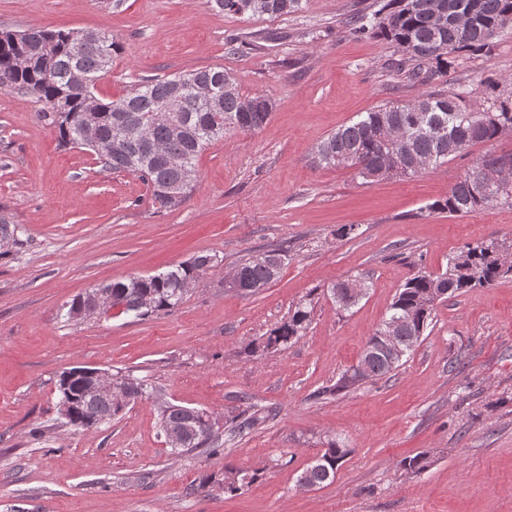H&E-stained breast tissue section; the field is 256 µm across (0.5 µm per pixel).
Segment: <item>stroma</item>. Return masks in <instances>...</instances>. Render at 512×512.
Segmentation results:
<instances>
[{
	"label": "stroma",
	"instance_id": "stroma-1",
	"mask_svg": "<svg viewBox=\"0 0 512 512\" xmlns=\"http://www.w3.org/2000/svg\"><path fill=\"white\" fill-rule=\"evenodd\" d=\"M377 8L307 0L288 17L240 18L207 0H0V32L111 35L118 50L101 97L221 67L242 94L274 104L261 129L207 147L187 200L160 209L138 176L62 144L37 120L39 103L0 90V215L19 238L0 257V512H512V277L438 303L391 376L330 391L406 278L442 272L449 255L481 240L512 245L511 205L466 216L427 209L478 157L512 153V132L407 178L367 182L313 165L336 129L426 88L390 68L393 44L350 26ZM242 35L256 45L229 52ZM492 79L511 100L512 25L491 53L455 55L446 82L428 88H464L479 112ZM345 224L354 234L338 237ZM277 246L288 263L276 281L252 295L225 287L242 259ZM199 253L218 263L171 313L63 315L92 288ZM346 279L368 289L344 310L330 288ZM300 304L310 324L297 341L248 353ZM79 366L145 379L154 397L96 431L61 425L57 383ZM168 404L207 410L222 429L250 406L263 417L217 454H177L159 432ZM335 439L350 453L334 481L300 488L302 470ZM419 454L426 470L401 467ZM228 466L257 475L232 498L219 489Z\"/></svg>",
	"mask_w": 512,
	"mask_h": 512
}]
</instances>
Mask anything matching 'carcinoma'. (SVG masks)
<instances>
[{
	"label": "carcinoma",
	"instance_id": "1",
	"mask_svg": "<svg viewBox=\"0 0 512 512\" xmlns=\"http://www.w3.org/2000/svg\"><path fill=\"white\" fill-rule=\"evenodd\" d=\"M304 0H210L217 12L227 16L283 17L301 10ZM474 12L476 24L466 29L448 12ZM512 23V0H386L372 15L350 18L358 32H370L397 48L395 67L409 77L428 80L448 75V58L459 52L490 53L498 30ZM78 30L30 29L0 33V89L18 90L44 105L39 118L48 122L65 144L87 147V130L96 131L110 142L100 156L103 167L135 174L152 188L151 200L160 209L180 205L189 196L174 200L163 192L180 177L179 166L196 168L201 153L228 133L254 132L272 114V103L263 96L240 94L234 77L224 69L205 68L189 73L140 80L115 99L95 95L97 82L112 67L117 45L112 37L97 32L94 39L79 40ZM467 92L450 94L423 92L405 103L385 104L358 115V119L330 134L315 149V163L334 168H353L365 180L391 176L394 158L414 175L418 163L436 168L448 157L476 144L492 143L506 131L512 132V105L495 96L489 106L473 112L466 103ZM512 161L511 154H486L450 188L448 195L427 206L431 212L466 215L496 204L478 190L487 173ZM503 246L497 241L470 244L448 257L445 271L420 272L406 280L394 298L388 315L368 337L361 363L363 371L346 370L334 391L341 392L365 379H381L406 363V358L423 336L435 306L442 299L471 288L490 287L512 277ZM215 256H194L173 269L149 276L115 279L105 285L116 314L137 317L175 310L186 296L187 282H195L215 267ZM288 251L270 249L263 257L252 256L234 270L243 294H254L281 273ZM351 288L367 290L362 281L347 279L330 289L336 305L348 309L359 297L348 296ZM310 312L298 306L288 321L272 330L262 344L249 347L251 355H262L288 344L306 330ZM400 337L401 354L390 358L372 351L374 340L387 330ZM123 396L91 390L79 377L69 383L58 381V413L63 423L82 431L97 430L126 408L152 396L153 388L143 379L124 377ZM258 417H234L227 434L233 438L252 429ZM160 427L187 430L175 452L214 448V423L202 409L168 405L161 410ZM350 450L336 441L302 472L308 485L320 486L335 478ZM224 494L235 496L256 480V474L227 467Z\"/></svg>",
	"mask_w": 512,
	"mask_h": 512
}]
</instances>
